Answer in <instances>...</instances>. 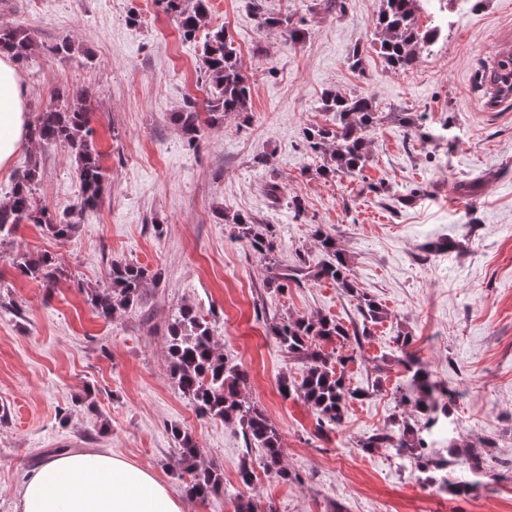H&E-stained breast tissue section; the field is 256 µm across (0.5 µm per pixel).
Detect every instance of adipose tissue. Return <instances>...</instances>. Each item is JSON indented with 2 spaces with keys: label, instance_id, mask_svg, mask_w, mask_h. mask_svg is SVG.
<instances>
[{
  "label": "adipose tissue",
  "instance_id": "ef3b65f1",
  "mask_svg": "<svg viewBox=\"0 0 512 512\" xmlns=\"http://www.w3.org/2000/svg\"><path fill=\"white\" fill-rule=\"evenodd\" d=\"M29 128L13 58L0 54V168L8 167ZM19 512H182L179 497L149 470L98 451L53 455L19 493Z\"/></svg>",
  "mask_w": 512,
  "mask_h": 512
}]
</instances>
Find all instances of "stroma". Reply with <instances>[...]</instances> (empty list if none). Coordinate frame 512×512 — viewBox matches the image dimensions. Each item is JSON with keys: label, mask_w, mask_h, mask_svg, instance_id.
Returning a JSON list of instances; mask_svg holds the SVG:
<instances>
[{"label": "stroma", "mask_w": 512, "mask_h": 512, "mask_svg": "<svg viewBox=\"0 0 512 512\" xmlns=\"http://www.w3.org/2000/svg\"><path fill=\"white\" fill-rule=\"evenodd\" d=\"M325 2L211 0L209 25L233 36L252 108L203 127L193 150L176 115L189 100L206 109L202 45L181 38L160 0H0V28L20 26L33 39L16 63L29 114L68 90L107 176L101 205L83 214L69 147L28 140L0 169L2 200L38 161V204L81 221L64 244L36 224L0 241V512H17L26 477L56 448L105 450L149 469L182 495L183 512H236L240 491L257 512H512V103L491 107L481 80L499 44L512 40V0H419V26L440 34L404 71L374 50L382 0H342L333 11ZM263 9L290 15L304 42L262 29ZM64 40L66 56L55 51ZM329 90L372 96L382 114L366 134L369 161L353 177H320L304 138L325 122ZM398 112L413 126H401ZM273 181L276 204L266 195ZM223 211L274 225L284 265L299 252L322 261L313 237L322 227L356 287L386 308L347 366L348 384L365 395L338 430L318 432L310 407L280 395L279 377L300 378L303 364L281 352L271 327L320 315L354 326L356 298L327 281L269 288L265 262L234 240ZM442 241L450 249H439ZM25 250L51 253L54 287L15 268ZM114 261L161 277L104 319L89 298L106 287ZM184 306L211 321L217 350L247 371L245 398L278 429L293 482L243 488L241 465L259 460L260 449H246L238 424L199 415L172 382L169 326ZM401 330L434 380L459 393L436 455L452 443L488 449L469 494L431 490L409 459L356 446L412 415L395 400L401 367L382 378L375 370ZM176 428L196 436L200 466L221 469L224 493L185 496L172 475Z\"/></svg>", "instance_id": "obj_1"}]
</instances>
